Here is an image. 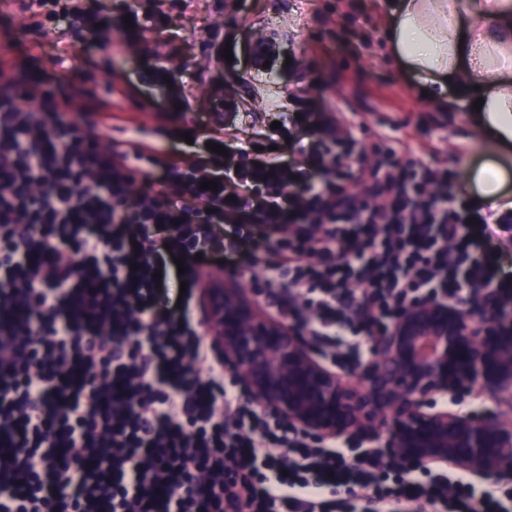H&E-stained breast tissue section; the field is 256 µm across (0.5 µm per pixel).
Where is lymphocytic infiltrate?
<instances>
[{
	"label": "lymphocytic infiltrate",
	"mask_w": 512,
	"mask_h": 512,
	"mask_svg": "<svg viewBox=\"0 0 512 512\" xmlns=\"http://www.w3.org/2000/svg\"><path fill=\"white\" fill-rule=\"evenodd\" d=\"M69 12L130 40L169 22L138 0ZM173 76L162 61L147 74L166 91L161 124L225 144L189 123ZM117 119L31 67L0 69V512H512V490L475 492L465 473L289 432L249 402L194 293L158 304L159 275L177 258L195 273L213 226L229 224V253L262 248L278 316L332 365L357 364L413 303L461 302L474 284L512 299L483 246L512 212L460 201L447 171L399 165L412 148L387 136L366 193L349 192L364 129L353 113L279 111V128L209 147L186 172L153 142L101 145ZM312 128L318 141L289 156V138ZM76 448L83 463L60 466Z\"/></svg>",
	"instance_id": "1"
}]
</instances>
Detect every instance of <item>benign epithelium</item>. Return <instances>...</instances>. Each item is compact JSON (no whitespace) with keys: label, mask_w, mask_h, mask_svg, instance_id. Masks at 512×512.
<instances>
[{"label":"benign epithelium","mask_w":512,"mask_h":512,"mask_svg":"<svg viewBox=\"0 0 512 512\" xmlns=\"http://www.w3.org/2000/svg\"><path fill=\"white\" fill-rule=\"evenodd\" d=\"M212 337L249 394L286 427L317 439H355L409 469L452 467L512 480V310L489 287L466 304L413 305L374 337L353 383L303 333L261 314L222 278L207 288ZM477 392L497 411L438 404Z\"/></svg>","instance_id":"1"}]
</instances>
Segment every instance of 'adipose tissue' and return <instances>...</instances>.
I'll return each instance as SVG.
<instances>
[{"instance_id":"obj_1","label":"adipose tissue","mask_w":512,"mask_h":512,"mask_svg":"<svg viewBox=\"0 0 512 512\" xmlns=\"http://www.w3.org/2000/svg\"><path fill=\"white\" fill-rule=\"evenodd\" d=\"M393 53L430 98L459 88L488 139L512 144V0H393Z\"/></svg>"}]
</instances>
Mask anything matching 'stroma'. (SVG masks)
<instances>
[{"label": "stroma", "mask_w": 512, "mask_h": 512, "mask_svg": "<svg viewBox=\"0 0 512 512\" xmlns=\"http://www.w3.org/2000/svg\"><path fill=\"white\" fill-rule=\"evenodd\" d=\"M388 2L247 0L246 11L238 13L219 9L217 0H194L190 10L170 13L175 42L163 44L149 33L118 55L113 48L124 45L120 33L92 31L69 15L39 26L23 0H0V44L9 45L16 60L46 69L61 87H88L136 114H155L162 106L163 91L144 76L156 54H163L191 88L194 113L210 112L213 92L233 96L240 105L234 133L242 140L271 119L275 103L359 113L368 149L395 122L399 137L425 147L424 163L453 173L459 195L471 206L481 204L477 174L487 164L501 170L499 193L512 202V153L483 142L462 106H438L422 94L391 51ZM215 32L231 41L234 59L222 66L209 60ZM266 36L278 44L271 82L251 58L257 40Z\"/></svg>", "instance_id": "stroma-1"}]
</instances>
